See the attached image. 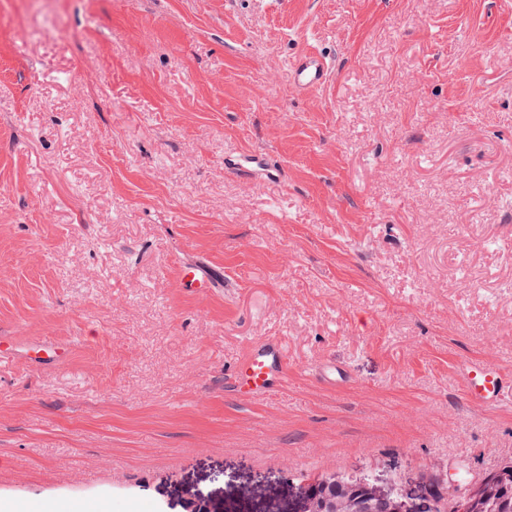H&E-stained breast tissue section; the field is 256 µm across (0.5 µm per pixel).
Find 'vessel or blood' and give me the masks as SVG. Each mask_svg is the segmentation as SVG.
I'll return each instance as SVG.
<instances>
[{
	"label": "vessel or blood",
	"instance_id": "b4317fda",
	"mask_svg": "<svg viewBox=\"0 0 512 512\" xmlns=\"http://www.w3.org/2000/svg\"><path fill=\"white\" fill-rule=\"evenodd\" d=\"M290 85L295 93L306 95L322 90L332 78L330 62L321 54L305 51L289 65ZM185 287L198 293L210 292L211 275L202 265L194 264L182 273ZM287 357L281 343L273 338L250 342L245 356L230 374L233 391L251 400L272 395L287 375ZM463 392L474 407L497 408L505 403L507 378L500 371L471 358L459 364Z\"/></svg>",
	"mask_w": 512,
	"mask_h": 512
}]
</instances>
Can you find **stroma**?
<instances>
[{"instance_id": "35a3bbf8", "label": "stroma", "mask_w": 512, "mask_h": 512, "mask_svg": "<svg viewBox=\"0 0 512 512\" xmlns=\"http://www.w3.org/2000/svg\"><path fill=\"white\" fill-rule=\"evenodd\" d=\"M305 50L333 74L298 95ZM510 283L512 0H0V504L266 512L364 472L426 512L434 466L512 462L457 366L512 373ZM267 337L283 384L228 391ZM182 278L185 288L194 292L208 293L214 287L211 275L200 264H193L183 270Z\"/></svg>"}]
</instances>
